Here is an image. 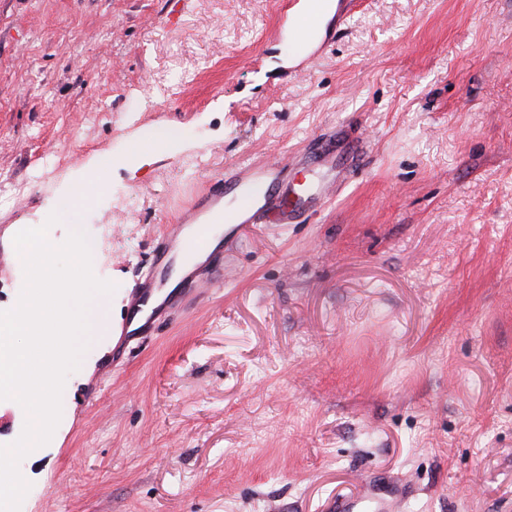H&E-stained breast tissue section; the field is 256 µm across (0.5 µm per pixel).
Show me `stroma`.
I'll use <instances>...</instances> for the list:
<instances>
[{
  "label": "stroma",
  "instance_id": "35a3bbf8",
  "mask_svg": "<svg viewBox=\"0 0 512 512\" xmlns=\"http://www.w3.org/2000/svg\"><path fill=\"white\" fill-rule=\"evenodd\" d=\"M281 0H0V311L13 245L112 156L106 330L20 463L21 512H512V0H352L289 51ZM343 159L323 210L138 282L211 179ZM171 247H166L165 249H160L157 252V255L154 258V267L157 272L160 273V277L157 279V277L152 278L149 281V287L148 288H140V293L137 297V300L140 302V305L142 306H148L150 304V301L154 296H157L158 290L162 288V273L166 267L165 260L169 257L171 253Z\"/></svg>",
  "mask_w": 512,
  "mask_h": 512
}]
</instances>
